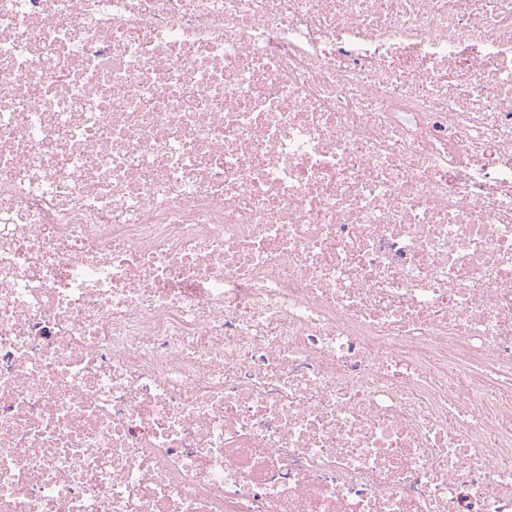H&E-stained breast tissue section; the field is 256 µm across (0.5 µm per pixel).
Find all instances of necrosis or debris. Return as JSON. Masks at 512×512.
I'll return each instance as SVG.
<instances>
[{
    "mask_svg": "<svg viewBox=\"0 0 512 512\" xmlns=\"http://www.w3.org/2000/svg\"><path fill=\"white\" fill-rule=\"evenodd\" d=\"M0 512H512V0H0Z\"/></svg>",
    "mask_w": 512,
    "mask_h": 512,
    "instance_id": "obj_1",
    "label": "necrosis or debris"
}]
</instances>
